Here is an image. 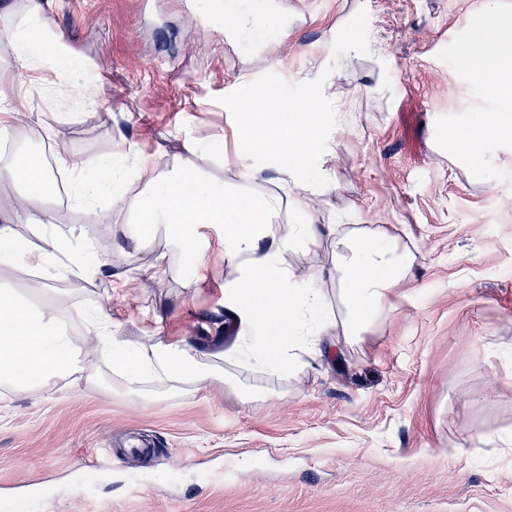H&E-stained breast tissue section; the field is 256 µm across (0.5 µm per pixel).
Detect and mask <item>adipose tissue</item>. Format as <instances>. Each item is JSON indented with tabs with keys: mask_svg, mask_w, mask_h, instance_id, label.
<instances>
[{
	"mask_svg": "<svg viewBox=\"0 0 512 512\" xmlns=\"http://www.w3.org/2000/svg\"><path fill=\"white\" fill-rule=\"evenodd\" d=\"M52 6L53 0H24L22 19L7 53L0 55L1 137L12 135L41 90L40 84L32 83L17 94L8 93L6 84L15 69L49 73L56 81L80 89L83 98L93 95L84 66L70 59L64 34L44 26ZM482 13L485 22L478 27L477 37L486 46L489 66L499 72L493 92L502 104L499 113H481L473 119L487 140L512 134V30L503 26L496 0H484ZM245 100L247 108L238 114L239 140L247 142L251 155L273 156L283 175L297 180L307 170L322 114L301 112L296 103L274 97L258 100L250 92ZM119 161L132 167L136 184L113 197V207H132L140 223L165 225L187 257L198 259L203 227L221 226L224 259L238 276L224 288L226 319L209 354L224 360L227 371L221 374L205 367L199 350L184 338L159 336L147 348L121 338L110 318L79 308L68 293L53 291L44 309L1 289L0 385L17 394L47 387L52 379L83 373L92 352L111 355L113 382L134 394L150 388L177 395L200 390L214 380L244 393L248 387L233 371L243 363L271 375L302 374L308 367L306 357L318 342L305 334L304 327L322 308L325 295L315 285V274L283 261L288 252L318 245L322 238L304 188L291 195L300 223L279 231L272 223L278 198L234 195L223 184L203 180L200 153L182 158L166 176L158 174L134 146ZM5 180L21 184L23 190L19 206L0 204V266L39 270L63 266L77 280L95 279L101 264L89 258L92 243L80 237H57L49 228L53 213L46 202L55 193L52 168L27 156L14 159L0 164V181ZM18 221L35 226L43 248H26L14 227ZM338 244L340 328L344 338L356 339L373 328L391 296L406 283L409 253L382 226L340 238ZM76 324L84 329L79 341L72 335Z\"/></svg>",
	"mask_w": 512,
	"mask_h": 512,
	"instance_id": "ef3b65f1",
	"label": "adipose tissue"
}]
</instances>
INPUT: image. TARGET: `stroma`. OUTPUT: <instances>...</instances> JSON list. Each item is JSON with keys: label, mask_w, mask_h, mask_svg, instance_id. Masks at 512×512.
Returning <instances> with one entry per match:
<instances>
[{"label": "stroma", "mask_w": 512, "mask_h": 512, "mask_svg": "<svg viewBox=\"0 0 512 512\" xmlns=\"http://www.w3.org/2000/svg\"><path fill=\"white\" fill-rule=\"evenodd\" d=\"M479 2L54 0L45 24L65 33L96 103L74 105L73 89L46 78L17 143L49 124L65 132L51 151L95 163L134 144L162 174L191 144L206 179L280 197L283 226L297 218L276 166L264 158L260 178L241 174L237 104L262 84L292 100L325 96L336 109L303 182L317 221L343 234L390 225L414 257L412 290L362 342L328 333L303 379L239 370L255 399L220 383L176 398L108 378L23 395L0 387V498L37 487L54 492L51 512H512V139L448 156L449 119L498 108L455 62L477 52ZM267 3L264 37L225 33L219 13ZM59 173L55 232L93 239L100 275L78 285L19 266L0 283L27 298L72 290L143 347L223 323L236 272L215 231L197 264L161 228L132 244L133 209L112 206L130 171L115 168L91 210L72 199L76 168ZM162 252L165 267L142 277ZM287 261L326 275L315 323L339 317L335 236ZM135 440L153 454L113 463Z\"/></svg>", "instance_id": "35a3bbf8"}]
</instances>
